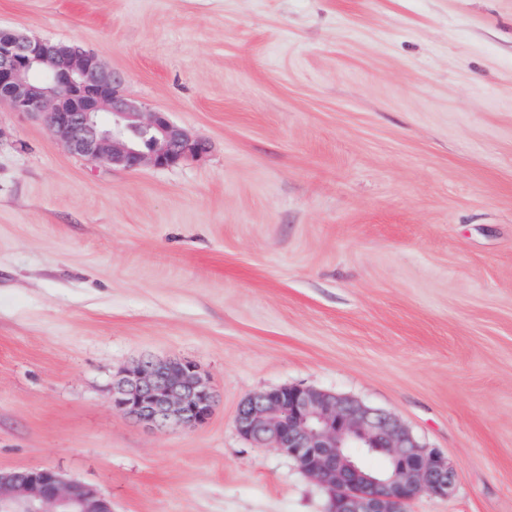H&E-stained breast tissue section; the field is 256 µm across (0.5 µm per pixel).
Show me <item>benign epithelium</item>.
<instances>
[{
  "label": "benign epithelium",
  "instance_id": "7a95c632",
  "mask_svg": "<svg viewBox=\"0 0 512 512\" xmlns=\"http://www.w3.org/2000/svg\"><path fill=\"white\" fill-rule=\"evenodd\" d=\"M123 78L94 53L64 42L0 30V101L41 118L80 157L134 170L165 169L205 144L164 112H146L122 91ZM112 403L151 429L197 428L217 395L194 362L147 359L112 382ZM235 425L244 439L297 460L330 498L329 512H407L423 494L446 498L457 472L391 413L297 385L244 398ZM112 512L97 491L50 468L0 471V512Z\"/></svg>",
  "mask_w": 512,
  "mask_h": 512
}]
</instances>
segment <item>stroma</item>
Instances as JSON below:
<instances>
[{"instance_id":"1","label":"stroma","mask_w":512,"mask_h":512,"mask_svg":"<svg viewBox=\"0 0 512 512\" xmlns=\"http://www.w3.org/2000/svg\"><path fill=\"white\" fill-rule=\"evenodd\" d=\"M205 142L72 154L0 103V470L112 512H327L247 395L388 411L458 473L410 512H512V0H0ZM184 358L218 403L143 429L112 377Z\"/></svg>"}]
</instances>
